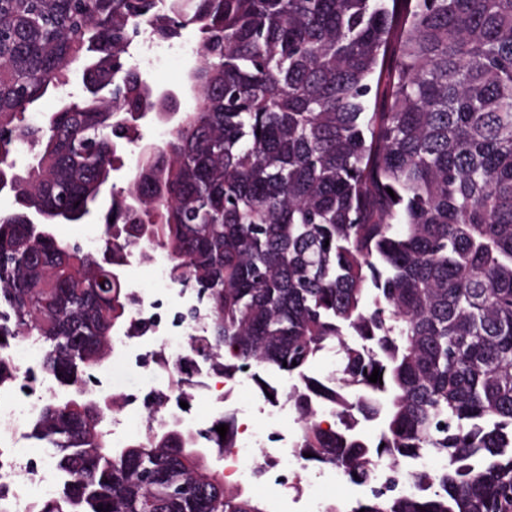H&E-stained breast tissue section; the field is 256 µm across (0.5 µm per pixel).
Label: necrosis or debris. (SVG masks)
I'll use <instances>...</instances> for the list:
<instances>
[{"instance_id": "necrosis-or-debris-1", "label": "necrosis or debris", "mask_w": 512, "mask_h": 512, "mask_svg": "<svg viewBox=\"0 0 512 512\" xmlns=\"http://www.w3.org/2000/svg\"><path fill=\"white\" fill-rule=\"evenodd\" d=\"M157 276L156 287L133 293L132 320L140 331L135 338L120 337L112 342V356L117 366L90 377L94 391L117 394L120 385L115 370L161 371L167 379L186 380L198 388L214 393L221 414L240 417L234 447L224 451V474L237 482L263 479L276 491L306 483L308 492L301 512H323L319 483H333L339 478L336 469L324 467L315 479H306L307 463L296 449L298 431L290 422L292 406L281 399L266 402V418L254 422L244 418V409L227 402L229 389L244 388L253 379L252 372L224 377L214 373L205 357L192 351L189 341L205 336L208 320L206 303L197 291L175 288L169 278V260L154 253L151 261ZM56 384L29 377L14 385L0 387V512H29L31 499L38 493L59 489L63 478L54 467L43 446L24 438L23 425L34 421L42 405L58 397ZM183 393L171 389L163 404L153 411V422L165 425L179 423L197 435V447H211L209 427L194 408H182Z\"/></svg>"}]
</instances>
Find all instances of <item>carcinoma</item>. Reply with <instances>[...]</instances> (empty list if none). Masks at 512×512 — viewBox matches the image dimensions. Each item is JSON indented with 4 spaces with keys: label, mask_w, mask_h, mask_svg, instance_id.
Here are the masks:
<instances>
[{
    "label": "carcinoma",
    "mask_w": 512,
    "mask_h": 512,
    "mask_svg": "<svg viewBox=\"0 0 512 512\" xmlns=\"http://www.w3.org/2000/svg\"><path fill=\"white\" fill-rule=\"evenodd\" d=\"M143 28L196 33L199 104L112 199L109 265L31 220L84 221L112 143L165 108L129 62ZM76 73L83 97L31 122ZM3 192L0 385L22 377L10 350L33 336L65 389L32 433L70 483L31 512H267L190 453L187 431L115 448L78 395L105 344L137 331L122 260L156 250L208 302L191 347L216 372L295 381L265 395L293 405L305 461L353 485L442 462L409 475L425 496L326 512H512V0H0ZM331 346L336 377L310 376Z\"/></svg>",
    "instance_id": "cac0c4a2"
}]
</instances>
